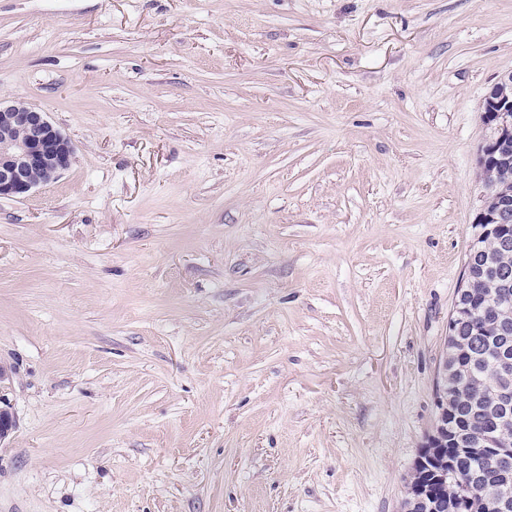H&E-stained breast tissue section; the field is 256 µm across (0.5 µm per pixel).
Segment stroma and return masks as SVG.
I'll use <instances>...</instances> for the list:
<instances>
[{
    "label": "stroma",
    "mask_w": 512,
    "mask_h": 512,
    "mask_svg": "<svg viewBox=\"0 0 512 512\" xmlns=\"http://www.w3.org/2000/svg\"><path fill=\"white\" fill-rule=\"evenodd\" d=\"M512 0H0V512H400ZM74 146L45 112L0 101V199L27 197L71 165Z\"/></svg>",
    "instance_id": "35a3bbf8"
}]
</instances>
